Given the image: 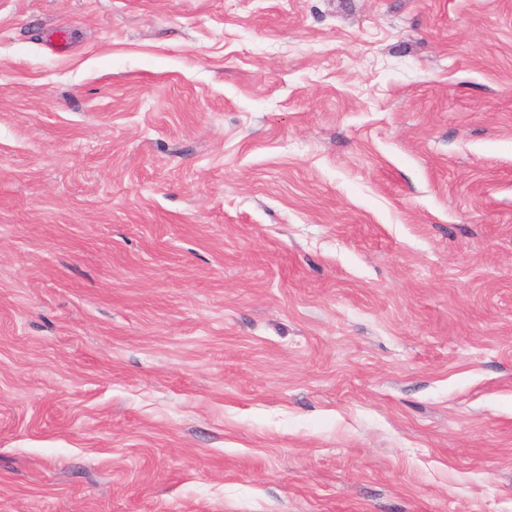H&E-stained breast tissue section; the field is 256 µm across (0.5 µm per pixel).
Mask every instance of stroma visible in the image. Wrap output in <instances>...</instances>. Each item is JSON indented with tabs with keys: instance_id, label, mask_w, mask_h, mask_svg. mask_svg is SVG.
<instances>
[{
	"instance_id": "35a3bbf8",
	"label": "stroma",
	"mask_w": 512,
	"mask_h": 512,
	"mask_svg": "<svg viewBox=\"0 0 512 512\" xmlns=\"http://www.w3.org/2000/svg\"><path fill=\"white\" fill-rule=\"evenodd\" d=\"M0 512H512V0H0Z\"/></svg>"
}]
</instances>
